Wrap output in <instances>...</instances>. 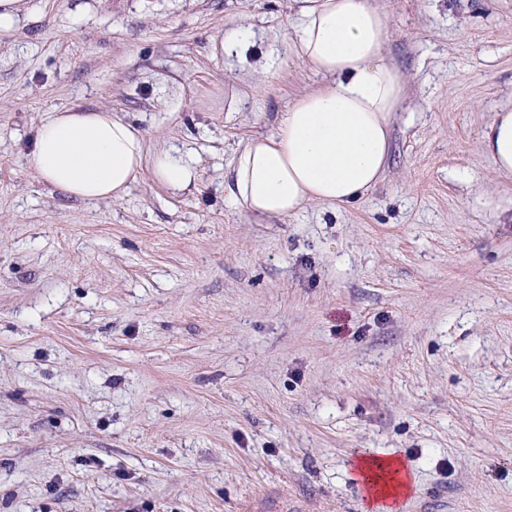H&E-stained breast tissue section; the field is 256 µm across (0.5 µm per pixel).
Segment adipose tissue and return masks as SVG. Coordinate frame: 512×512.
<instances>
[{"label":"adipose tissue","instance_id":"1","mask_svg":"<svg viewBox=\"0 0 512 512\" xmlns=\"http://www.w3.org/2000/svg\"><path fill=\"white\" fill-rule=\"evenodd\" d=\"M295 2L293 42L320 82L295 100L272 135L250 139L231 170V200L262 217L288 216L312 203L341 207L374 189L405 100V81L384 54L388 19L372 0ZM481 146L493 166L512 177V106L494 113ZM144 160L131 123L80 108L43 120L31 154L44 180L84 202L122 198ZM151 162L156 179L172 190L196 178L182 156L163 151ZM353 470L383 500L416 486L404 463L380 449L356 458Z\"/></svg>","mask_w":512,"mask_h":512}]
</instances>
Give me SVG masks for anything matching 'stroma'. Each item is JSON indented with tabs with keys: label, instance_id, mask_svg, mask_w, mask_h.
Masks as SVG:
<instances>
[{
	"label": "stroma",
	"instance_id": "1",
	"mask_svg": "<svg viewBox=\"0 0 512 512\" xmlns=\"http://www.w3.org/2000/svg\"><path fill=\"white\" fill-rule=\"evenodd\" d=\"M375 3L406 89L384 177L271 219L229 175L319 83L292 0H33L0 36V512H364L378 448L402 512H512V178L479 145L512 0ZM72 107L196 180L62 196L30 152ZM384 450H375L374 454L356 458L352 464L357 480L369 490L380 492L371 497L370 502H378L391 497L408 496L415 489L416 481L412 472H408L404 463L397 457L388 456Z\"/></svg>",
	"mask_w": 512,
	"mask_h": 512
}]
</instances>
